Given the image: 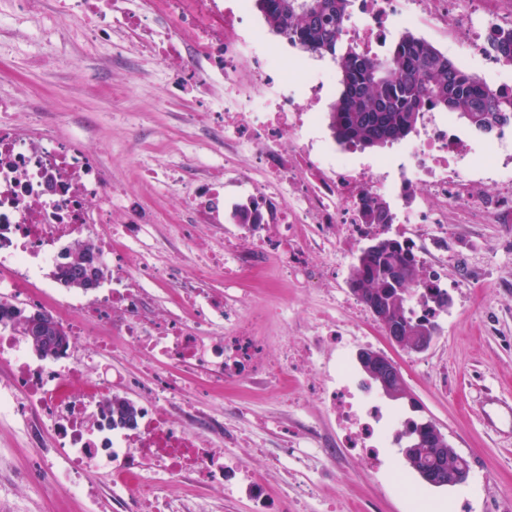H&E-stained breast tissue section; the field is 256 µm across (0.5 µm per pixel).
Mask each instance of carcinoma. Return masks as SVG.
<instances>
[{
	"label": "carcinoma",
	"instance_id": "1",
	"mask_svg": "<svg viewBox=\"0 0 512 512\" xmlns=\"http://www.w3.org/2000/svg\"><path fill=\"white\" fill-rule=\"evenodd\" d=\"M269 30L296 47L328 55L335 63L341 90L329 112V128L347 148L385 147L407 138L416 130L423 113L446 110L466 120L476 130L490 134L512 125V89L489 91L479 78L455 65L431 43L404 32L383 59H373L343 41L350 0H254ZM488 55L512 63V29L496 28L488 37ZM390 203L380 201L366 211L368 224H391ZM56 279L68 288H80L81 272L60 267ZM364 281L369 287L359 295L366 306L378 304L410 328L437 325L417 319L408 307L413 287L430 292L439 307H447L435 277L424 273L413 250L397 239L381 250H362L352 267L349 282ZM48 341L35 336L26 340L36 355H52L66 343L60 328L45 332ZM137 407L127 399L112 400V424H124ZM435 465L434 449L419 447L411 469L420 477Z\"/></svg>",
	"mask_w": 512,
	"mask_h": 512
}]
</instances>
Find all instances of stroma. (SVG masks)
Returning <instances> with one entry per match:
<instances>
[{"label":"stroma","instance_id":"35a3bbf8","mask_svg":"<svg viewBox=\"0 0 512 512\" xmlns=\"http://www.w3.org/2000/svg\"><path fill=\"white\" fill-rule=\"evenodd\" d=\"M32 41L56 47L43 68L28 62ZM1 67L12 78L0 81V99L13 101L19 115L52 116L61 137L75 125L88 126L87 144L101 154L113 180L128 185L136 201L159 211L145 243L162 245V260L188 273L193 248L171 231L181 216L179 198L166 187L142 181L139 163L178 160L181 127L189 115L201 113L199 102L179 87L148 82L132 59L113 56L108 49L93 56L83 44L66 42L56 0H25L13 34L0 35ZM326 262L325 252L315 247L303 271H286L271 261L254 282L220 276L211 283V293L247 299L250 326L265 338L261 357L268 367L256 378L226 381L204 401L206 413L244 436L240 447L228 449L212 433L211 446L246 461L271 499H278L283 482L298 487L294 512H327L333 502L342 504L343 512H414L418 495L436 504H462L465 512H512V431L489 427L482 410L488 396L512 404V223L462 224L449 217L443 286L451 303L423 352L389 343L368 308L359 307L349 286L350 265L337 267L327 288H319ZM282 305L288 308L284 323L277 316ZM322 315L363 320L367 348L399 365L408 390L403 399L381 398L383 409L402 420L435 423L470 463L463 484L425 483L409 471L395 444L386 448L387 464L379 469L344 448L335 420L311 387L319 378L320 361L297 372L282 348L283 341H301ZM94 368L132 379L125 396L134 402L165 373L161 366L147 369L142 354L118 338ZM29 428L22 419L0 417V512H125L118 500L90 505L57 489L44 470L45 460L56 454L53 436L44 433L36 442ZM309 431L332 445V457L316 453L304 438ZM398 471L405 472L406 484L396 482ZM181 490L208 512H255L252 499L239 491L188 479Z\"/></svg>","mask_w":512,"mask_h":512}]
</instances>
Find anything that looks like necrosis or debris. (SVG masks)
Listing matches in <instances>:
<instances>
[{
	"label": "necrosis or debris",
	"instance_id": "4bbe7bcc",
	"mask_svg": "<svg viewBox=\"0 0 512 512\" xmlns=\"http://www.w3.org/2000/svg\"><path fill=\"white\" fill-rule=\"evenodd\" d=\"M58 8L69 37L91 47L114 40L120 51L143 60L185 59L183 68L162 80L201 100L207 124L187 120L179 161L143 170L144 177L180 196L189 221L174 225V234L192 241V225L213 221L230 187L245 196L249 214L239 236L216 249L200 248L193 285L179 295L189 317L157 320L147 312L148 286L170 280L174 270L161 266L155 248L138 244L154 214L135 208L129 187L113 182L82 135L63 139L45 130L39 114L0 112V362L12 370L0 384V415L33 418L51 431L62 463L49 478L69 494H84V472L101 469L112 480L97 496L118 489L136 512H175L169 495L142 474L157 471L175 484L190 471L198 481L245 491L257 512H269L266 490L246 462H224L169 411L174 400H182L197 424L209 425L199 407L207 389L260 370L243 303L211 295L213 275L223 269L244 275L241 236L282 266L302 265L309 245L300 232L304 225L327 243V268L335 270L373 230L357 212L365 194L416 199L415 209L395 217L399 236L410 244L434 240L452 210L495 221L512 209V153L502 150L512 144V131H502L476 158L451 133L447 116L424 113L415 139L403 147L404 163L393 173L388 162L361 164L308 138L317 124L313 106L333 74L294 57L289 45H269L251 17L250 0H59ZM399 25L441 36L463 56L486 57L490 32L512 29V0H354L343 36L377 58ZM486 59L500 71L512 67ZM488 179L497 184V196L481 192ZM130 208L136 219L115 223L114 212ZM87 239L95 242L97 265L110 271L111 287L59 294L44 274L56 269L63 243ZM33 298L59 316L67 344L57 354L32 357L10 317L16 302ZM357 331L352 321L319 320L312 336L291 348L290 362L304 368L325 344L343 340L335 359L322 366V402L345 445L378 468L390 418L370 399L350 362L347 345ZM102 332L121 337L151 362L194 368L205 375L207 387L187 385L172 373L161 391L140 402L134 427L112 424V400L126 384L93 374V356L84 348Z\"/></svg>",
	"mask_w": 512,
	"mask_h": 512
}]
</instances>
